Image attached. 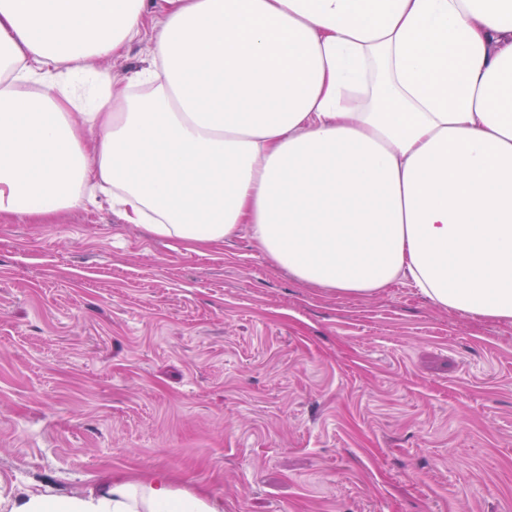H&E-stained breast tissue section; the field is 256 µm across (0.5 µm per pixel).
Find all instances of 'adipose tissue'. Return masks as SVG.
I'll use <instances>...</instances> for the list:
<instances>
[{
	"label": "adipose tissue",
	"mask_w": 512,
	"mask_h": 512,
	"mask_svg": "<svg viewBox=\"0 0 512 512\" xmlns=\"http://www.w3.org/2000/svg\"><path fill=\"white\" fill-rule=\"evenodd\" d=\"M122 83L95 59L142 37ZM103 193L186 245L248 231L296 281L409 279L512 324V0H0V217ZM7 512H224L168 475Z\"/></svg>",
	"instance_id": "ef3b65f1"
}]
</instances>
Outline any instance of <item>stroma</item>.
<instances>
[{
  "label": "stroma",
  "instance_id": "obj_1",
  "mask_svg": "<svg viewBox=\"0 0 512 512\" xmlns=\"http://www.w3.org/2000/svg\"><path fill=\"white\" fill-rule=\"evenodd\" d=\"M155 471L224 512H512V324L404 280L328 293L103 198L1 219L0 494Z\"/></svg>",
  "mask_w": 512,
  "mask_h": 512
}]
</instances>
